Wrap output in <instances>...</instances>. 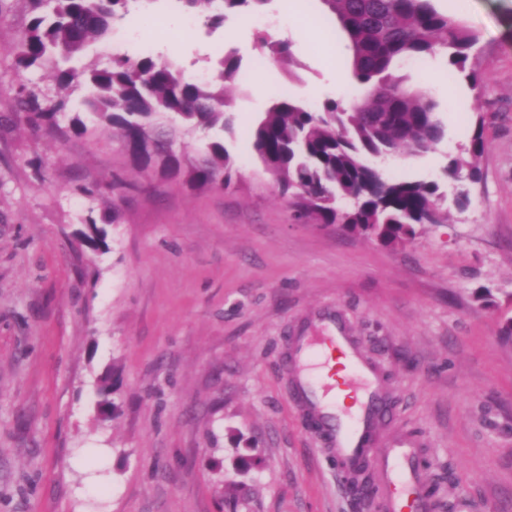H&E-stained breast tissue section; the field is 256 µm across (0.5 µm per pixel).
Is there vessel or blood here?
I'll return each mask as SVG.
<instances>
[{
    "mask_svg": "<svg viewBox=\"0 0 512 512\" xmlns=\"http://www.w3.org/2000/svg\"><path fill=\"white\" fill-rule=\"evenodd\" d=\"M329 333L318 342L335 348L344 359L352 378L347 390L354 392L357 410L346 413L329 407L320 398L306 371H298L296 389L308 405L315 425L326 434L343 471L370 466L377 480L380 512H436L437 503L427 492V478L418 467L421 450L408 436L398 435L383 448H375L374 436L380 426L383 391L372 366L352 347L340 321L323 318Z\"/></svg>",
    "mask_w": 512,
    "mask_h": 512,
    "instance_id": "obj_1",
    "label": "vessel or blood"
}]
</instances>
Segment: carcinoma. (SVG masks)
<instances>
[{"instance_id":"obj_1","label":"carcinoma","mask_w":512,"mask_h":512,"mask_svg":"<svg viewBox=\"0 0 512 512\" xmlns=\"http://www.w3.org/2000/svg\"><path fill=\"white\" fill-rule=\"evenodd\" d=\"M33 2L39 13L15 48L18 61L27 67L52 66L64 87L73 74L74 58L121 29L143 0H54L49 11L41 9V0ZM176 2L194 19L219 28L232 15L262 14L270 0ZM323 2L350 42L347 67L358 84L369 88V102L358 105L328 97L314 108L284 97L256 120L251 147L301 214L368 239L377 236L385 244H402L415 238L417 227L445 221V194L435 181L393 179L368 158L385 163L400 153H426L444 140L446 129L438 103L426 91L404 86L394 72L441 54L452 70L469 71L470 82L479 86L481 74L470 66L478 36L440 13L433 0ZM261 46L275 59L290 53L286 40L264 36ZM240 69L241 57L233 50L201 80L186 77L174 60L117 52L104 66L84 68L87 93L79 108L118 132L136 168L179 176L191 188L228 187L237 166L222 137L234 133V100L225 86L237 80ZM485 121L477 113L464 153L448 156V180H480L479 162L487 149ZM178 128L213 133L201 160L186 164L182 152L171 153ZM85 228L82 236L88 245L106 247L103 227L91 220Z\"/></svg>"}]
</instances>
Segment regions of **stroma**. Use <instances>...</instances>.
Listing matches in <instances>:
<instances>
[{"label": "stroma", "mask_w": 512, "mask_h": 512, "mask_svg": "<svg viewBox=\"0 0 512 512\" xmlns=\"http://www.w3.org/2000/svg\"><path fill=\"white\" fill-rule=\"evenodd\" d=\"M479 36L481 87L444 57L399 69L430 91L445 140L385 163L389 176L442 180L449 156L488 116L482 179L466 208L401 246L300 218L253 157L250 130L280 97L366 100L336 85L311 37L295 65L272 62L258 24L211 32L145 14L136 32L88 60L134 53L135 39L178 42L191 72L233 50L238 177L192 189L133 167L111 130L71 120L84 93L47 69L18 66L31 0H0V512H378L355 508L325 435L295 394L290 354L337 313L384 381L381 440L419 441L439 512H512V0H433ZM34 94L50 120L17 104ZM121 174L124 196L80 186ZM101 220L102 254L79 232ZM489 300H481L482 289ZM118 373L102 412V379Z\"/></svg>", "instance_id": "1"}]
</instances>
